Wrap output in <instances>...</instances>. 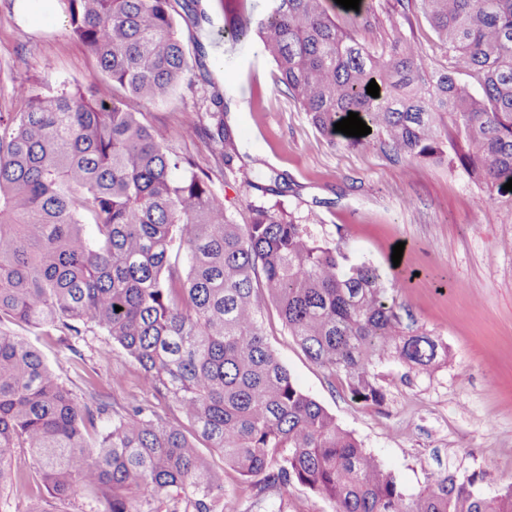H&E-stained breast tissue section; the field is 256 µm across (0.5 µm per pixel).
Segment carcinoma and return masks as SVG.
Instances as JSON below:
<instances>
[{
  "mask_svg": "<svg viewBox=\"0 0 512 512\" xmlns=\"http://www.w3.org/2000/svg\"><path fill=\"white\" fill-rule=\"evenodd\" d=\"M71 33L112 83L101 96L76 86L15 88L21 110L0 118V324L77 338L96 328L140 369L143 389L116 409L82 370L75 395L28 340L0 329V488L32 501L90 496L102 512H219L224 465L266 486L302 485L335 512H512V485L446 473L408 497L395 475L304 393L268 345L265 308L329 379L379 404L374 367L393 358L429 372L448 347L405 330L404 306L376 268L348 263L280 202L235 224L209 171L169 149L141 108L169 101L190 72L172 0H60ZM450 71L429 72L400 39L378 53L341 29L325 0H267L255 41L315 128L354 112L400 159L441 153L448 114L469 152L463 165L488 183L512 178V0H420ZM478 78L471 94L457 76ZM376 81L379 97L367 94ZM208 139L233 145L223 98L212 99ZM122 310L115 311V306ZM22 449L33 469L14 467Z\"/></svg>",
  "mask_w": 512,
  "mask_h": 512,
  "instance_id": "carcinoma-1",
  "label": "carcinoma"
}]
</instances>
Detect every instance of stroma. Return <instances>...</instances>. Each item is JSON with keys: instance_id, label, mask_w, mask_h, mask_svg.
<instances>
[{"instance_id": "1", "label": "stroma", "mask_w": 512, "mask_h": 512, "mask_svg": "<svg viewBox=\"0 0 512 512\" xmlns=\"http://www.w3.org/2000/svg\"><path fill=\"white\" fill-rule=\"evenodd\" d=\"M15 5L0 0V115L20 110L13 92L21 83L53 92L93 84L110 94L94 54L71 34L64 8L29 21ZM265 6L266 0H198L194 11L177 10L184 42L204 52L193 56L168 102L144 107L146 123L167 129L171 149L212 169V188L234 223H251L253 206L267 201L261 186L287 173L286 210L351 261L377 267L416 328L447 346L445 363L427 374L379 362L385 399L364 404L343 383H330L277 317L264 322L269 345L299 387L379 457L406 495H418L446 471L483 472L489 492L512 484V191L461 165L468 146L448 120L437 159L398 160L376 143L331 145L279 84L271 60L255 49L246 61L230 62L215 46L219 29L235 19L257 22ZM326 6L370 47L389 49L399 37L415 45L428 70L452 67L417 0H364L355 25L335 0ZM216 94L238 149L229 167L221 145L181 125L186 112L210 125ZM400 242L396 265L393 247ZM108 343L93 329L76 346L99 392L118 408L138 394L139 371ZM216 472L224 512H334L304 486L263 489L221 463Z\"/></svg>"}]
</instances>
